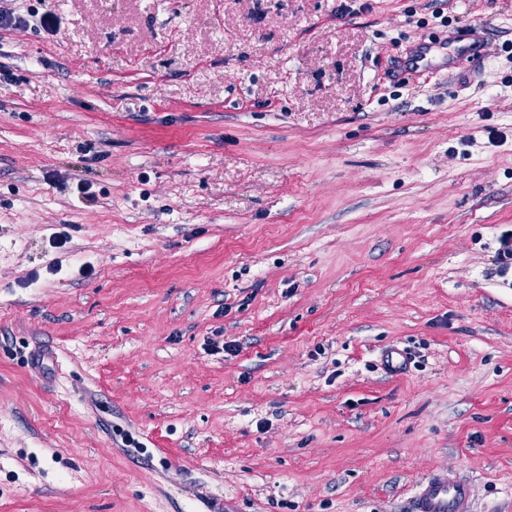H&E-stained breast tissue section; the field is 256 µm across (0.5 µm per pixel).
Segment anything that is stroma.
<instances>
[{"instance_id": "1", "label": "stroma", "mask_w": 512, "mask_h": 512, "mask_svg": "<svg viewBox=\"0 0 512 512\" xmlns=\"http://www.w3.org/2000/svg\"><path fill=\"white\" fill-rule=\"evenodd\" d=\"M9 6L0 512H512V0ZM410 512H473L471 485L453 473H434L416 487Z\"/></svg>"}]
</instances>
